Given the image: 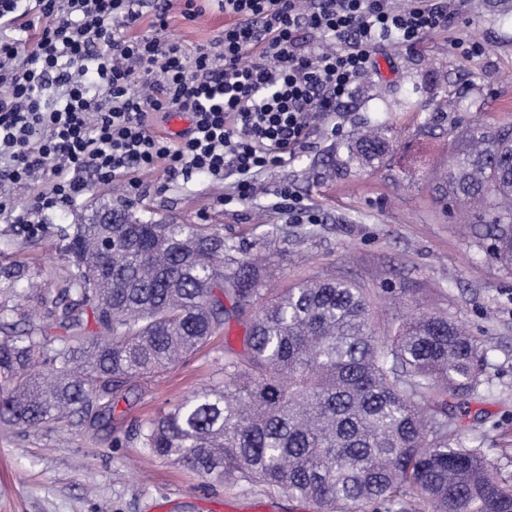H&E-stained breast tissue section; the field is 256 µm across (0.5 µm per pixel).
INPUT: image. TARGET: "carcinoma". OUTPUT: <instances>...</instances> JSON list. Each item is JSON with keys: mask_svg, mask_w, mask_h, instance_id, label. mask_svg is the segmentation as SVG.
Here are the masks:
<instances>
[{"mask_svg": "<svg viewBox=\"0 0 512 512\" xmlns=\"http://www.w3.org/2000/svg\"><path fill=\"white\" fill-rule=\"evenodd\" d=\"M347 149L369 167L389 143L375 125ZM433 189L440 203L475 208L476 245L493 241L512 267L511 126L467 124ZM23 230L63 242L65 276L53 292L19 260L0 266V419L16 433L107 424L125 383L178 364L226 315L248 313L224 379L135 429L149 455L319 512H512V488L481 450L451 445L449 410L478 393L481 353L447 315L403 317L381 341L353 281L315 276L270 297L264 267L229 257L223 230L108 203L68 228ZM14 316L45 323L21 328Z\"/></svg>", "mask_w": 512, "mask_h": 512, "instance_id": "cac0c4a2", "label": "carcinoma"}]
</instances>
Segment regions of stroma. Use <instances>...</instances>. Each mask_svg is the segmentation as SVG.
<instances>
[{
    "label": "stroma",
    "instance_id": "1",
    "mask_svg": "<svg viewBox=\"0 0 512 512\" xmlns=\"http://www.w3.org/2000/svg\"><path fill=\"white\" fill-rule=\"evenodd\" d=\"M170 3L168 24L157 31L156 2L143 0L142 17L128 35L174 39L190 52L221 37L226 19L216 0H198L203 13L195 19L183 16L182 0ZM452 7L449 30L413 46H382L372 76L336 112L314 121L304 148L258 175L257 196L228 204L235 175L186 183L159 170L140 173L142 195H107L87 170L83 193L46 221L81 223L105 201L156 222L220 226L235 258L264 259L266 287L282 292L314 274L356 282L370 299L380 336L399 314L392 296L417 311L447 313L485 354L478 395L454 412L453 441L481 448L512 485V269L476 247L461 210L440 206L429 189L463 125L512 124V0H453ZM455 37L480 44L482 53L452 50ZM373 124L390 140L384 163L349 162V142ZM285 187L298 198V212L281 198ZM49 242L0 218V265L23 260L29 274L55 290L64 261ZM248 323L245 316L229 319L186 362L132 381L107 427L79 432L57 425L30 436L0 431V512H254L264 505L316 512L310 502L245 481L204 480L148 456L129 437L132 425L218 378L225 347L242 350Z\"/></svg>",
    "mask_w": 512,
    "mask_h": 512
}]
</instances>
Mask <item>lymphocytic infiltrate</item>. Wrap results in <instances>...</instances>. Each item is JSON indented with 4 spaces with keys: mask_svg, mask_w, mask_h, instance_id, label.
I'll use <instances>...</instances> for the list:
<instances>
[{
    "mask_svg": "<svg viewBox=\"0 0 512 512\" xmlns=\"http://www.w3.org/2000/svg\"><path fill=\"white\" fill-rule=\"evenodd\" d=\"M141 0H36L41 23L30 55L0 40V216L24 224L13 187L51 175V192L34 210L55 209L84 189L92 169L101 183L129 170H162L168 178L239 176V199L252 198L264 168L294 156L320 115L336 111L375 67L384 44L416 45L447 30L443 0H221L232 24L218 50L186 53L125 28ZM324 37L307 43L304 31ZM181 112L190 127L155 134L156 117Z\"/></svg>",
    "mask_w": 512,
    "mask_h": 512,
    "instance_id": "obj_1",
    "label": "lymphocytic infiltrate"
}]
</instances>
